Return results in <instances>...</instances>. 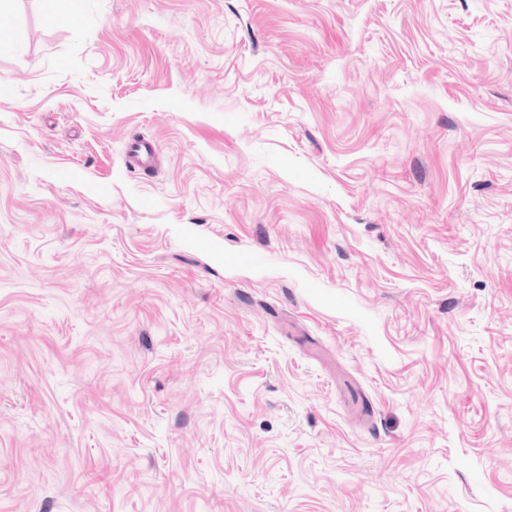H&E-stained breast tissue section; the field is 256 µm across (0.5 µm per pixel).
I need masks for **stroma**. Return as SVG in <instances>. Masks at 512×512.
I'll return each mask as SVG.
<instances>
[{
    "instance_id": "35a3bbf8",
    "label": "stroma",
    "mask_w": 512,
    "mask_h": 512,
    "mask_svg": "<svg viewBox=\"0 0 512 512\" xmlns=\"http://www.w3.org/2000/svg\"><path fill=\"white\" fill-rule=\"evenodd\" d=\"M1 28L0 512H512V0ZM158 152V145L151 140L134 138L124 150V163L133 170H149Z\"/></svg>"
}]
</instances>
